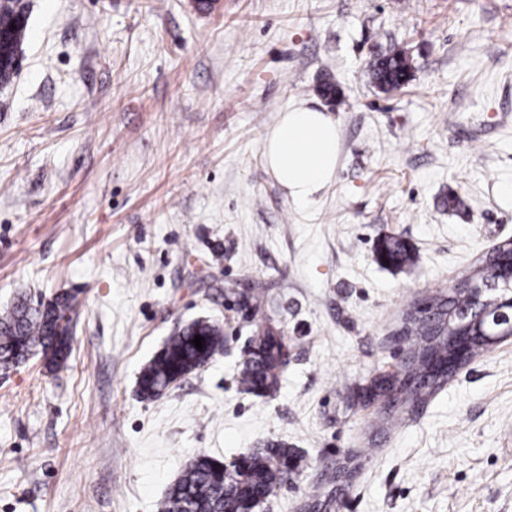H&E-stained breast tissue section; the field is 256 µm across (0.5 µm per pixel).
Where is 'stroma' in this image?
Returning a JSON list of instances; mask_svg holds the SVG:
<instances>
[{
	"label": "stroma",
	"mask_w": 512,
	"mask_h": 512,
	"mask_svg": "<svg viewBox=\"0 0 512 512\" xmlns=\"http://www.w3.org/2000/svg\"><path fill=\"white\" fill-rule=\"evenodd\" d=\"M24 5L0 85V309L67 295L76 314L61 367L0 370V512H157L197 454L273 444L296 466L259 512H512V338L416 407L358 394L408 356L417 306L512 239V0ZM395 49L412 79L385 94L371 66ZM300 104L339 144L306 204L262 153ZM387 236L415 262L381 264ZM197 319L225 351L140 399ZM267 325L289 361L259 397L237 377Z\"/></svg>",
	"instance_id": "stroma-1"
}]
</instances>
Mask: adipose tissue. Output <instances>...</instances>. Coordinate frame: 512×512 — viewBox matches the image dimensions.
Returning a JSON list of instances; mask_svg holds the SVG:
<instances>
[{
  "label": "adipose tissue",
  "mask_w": 512,
  "mask_h": 512,
  "mask_svg": "<svg viewBox=\"0 0 512 512\" xmlns=\"http://www.w3.org/2000/svg\"><path fill=\"white\" fill-rule=\"evenodd\" d=\"M267 165L297 202L314 198L336 170L338 141L335 121L306 105L285 112L263 143Z\"/></svg>",
  "instance_id": "adipose-tissue-1"
}]
</instances>
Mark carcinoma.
Instances as JSON below:
<instances>
[{
  "instance_id": "obj_1",
  "label": "carcinoma",
  "mask_w": 512,
  "mask_h": 512,
  "mask_svg": "<svg viewBox=\"0 0 512 512\" xmlns=\"http://www.w3.org/2000/svg\"><path fill=\"white\" fill-rule=\"evenodd\" d=\"M15 29H10V26ZM0 84L11 79L16 68L15 54L22 50L28 34V22L10 6L0 2ZM411 65L404 53L394 52L377 59L372 67V79L384 93L404 87L410 81ZM378 257L386 266L399 268L414 261L412 248L400 239L388 238L378 247ZM464 279L496 289L495 296L507 299L512 292L505 288L497 262L484 258ZM443 320L439 335L461 334L470 331L465 325V314L472 305L470 293L462 286L454 288L450 295L434 299ZM70 298L60 297L53 303L32 306L21 298L12 307L0 313V367L9 368L42 351L52 365L63 363L69 353L72 321ZM204 338L202 349L193 345L195 336ZM437 335V336H439ZM426 325L414 317L410 321L406 339L411 343V383L394 391L393 400L403 403L417 402L441 387L445 379L435 378L431 370L434 341ZM254 343L264 357L253 350L243 363L240 384L250 393L268 395L277 386L279 374L273 372L271 360L274 349L283 343L274 328L259 330ZM224 346L223 328L217 322L196 320L178 334L169 337L163 348L146 364L138 379L140 397L155 400L161 397L170 384L207 364ZM295 454L284 446L262 448L246 455L244 465L235 461L231 466L206 454H200L187 463L177 480L171 485L160 503L159 512H234L239 503L254 497L263 500L277 496L286 467L294 462Z\"/></svg>"
}]
</instances>
